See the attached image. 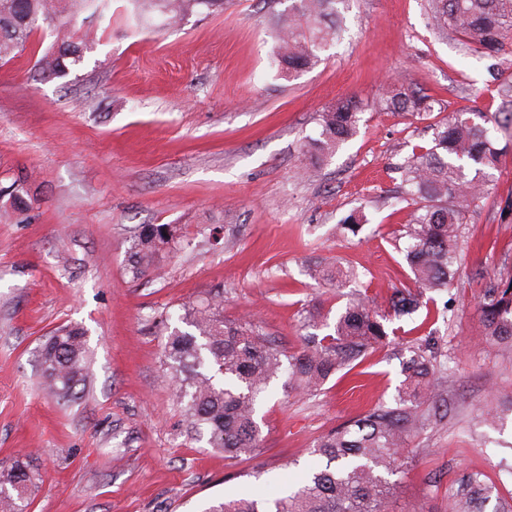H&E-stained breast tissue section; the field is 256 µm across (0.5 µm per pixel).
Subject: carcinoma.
I'll return each mask as SVG.
<instances>
[{
	"mask_svg": "<svg viewBox=\"0 0 512 512\" xmlns=\"http://www.w3.org/2000/svg\"><path fill=\"white\" fill-rule=\"evenodd\" d=\"M347 0H292L277 27L279 57L288 72L309 69L321 53L343 37ZM224 8V0H123L127 21L137 25L153 12L167 23ZM112 20V0H0V65L36 52L34 35L54 37L36 65L45 77L61 78L83 61L90 32L76 29L79 14ZM430 25L441 34L453 32L476 50L497 53L512 44V0H427ZM437 100L421 90L392 86L381 100L384 109L409 123L425 120ZM362 108L353 99L319 113V138L302 146L309 159L306 172H318L324 158L353 140L360 131ZM512 127V113L490 116L463 113L431 125L429 144L416 145L398 167L406 186L403 201L412 206L399 231V252L414 288H397L388 306L379 308L367 296L350 295L336 315L332 332L303 338L301 347L285 355L249 320L224 317V292L216 290L180 307L177 326L164 343V365L176 398L184 403L191 429L209 447L230 457L260 447L257 415L270 383L288 373V389L314 392L333 374L351 370L370 349L389 339L391 317L410 316L435 302L460 277L462 227L491 195L492 172L512 149L490 134V123ZM34 196L16 180L0 218L28 219ZM367 223L355 208L337 225L345 234ZM176 229L149 224L133 241L128 272L141 278L156 268L163 254L176 248ZM356 276L349 264L322 272L336 291ZM481 336L493 345L512 347V274L489 282L479 302ZM44 389L64 403L78 400L87 385L86 335L78 324L56 328L40 345ZM440 369L430 344L409 346L404 379L391 405L372 408L358 418L321 435L312 449L320 465L302 484L269 500L231 496L205 512H389L394 484L388 477L407 464V442L422 432L436 414L435 382ZM38 474L29 460L16 457L0 465V512H29ZM499 498L496 486L481 470L464 473L448 491V512H486Z\"/></svg>",
	"mask_w": 512,
	"mask_h": 512,
	"instance_id": "obj_1",
	"label": "carcinoma"
}]
</instances>
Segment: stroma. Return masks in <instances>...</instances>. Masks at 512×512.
I'll use <instances>...</instances> for the list:
<instances>
[{
  "instance_id": "1",
  "label": "stroma",
  "mask_w": 512,
  "mask_h": 512,
  "mask_svg": "<svg viewBox=\"0 0 512 512\" xmlns=\"http://www.w3.org/2000/svg\"><path fill=\"white\" fill-rule=\"evenodd\" d=\"M289 4L224 0L136 33L117 10L66 77H44L30 53L0 65V187L23 179L38 197L32 219L0 222V463L29 453L42 477L31 512H204L230 494L276 497L317 465L319 436L392 403L419 339L446 367L442 417L411 441L392 512H448L452 481L471 469L512 496V347L478 337L486 284L512 272V215L501 212L512 153L464 229L448 312L393 320L388 345L316 394L274 381L248 456L190 434L174 400L160 317L200 294L223 290L225 316L252 320L289 354L346 303L311 268L353 262V289L379 302L410 285L395 248L409 218L397 166L432 130L379 106L388 84L432 95L448 118L512 113V47L488 55L438 34L426 0H349L343 40L284 77L270 19ZM341 98L362 103L360 133L303 179L315 114ZM360 205L369 224L337 237ZM146 224L175 226L179 244L135 279L128 251ZM69 323L87 331L89 384L61 405L41 390L38 350Z\"/></svg>"
}]
</instances>
